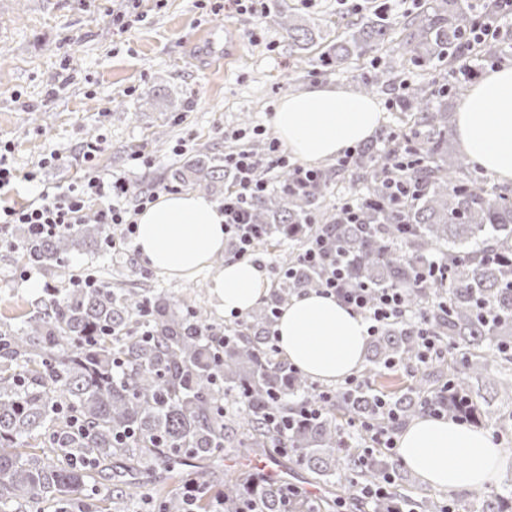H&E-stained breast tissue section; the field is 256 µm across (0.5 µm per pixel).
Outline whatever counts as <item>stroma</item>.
Instances as JSON below:
<instances>
[{
  "label": "stroma",
  "mask_w": 512,
  "mask_h": 512,
  "mask_svg": "<svg viewBox=\"0 0 512 512\" xmlns=\"http://www.w3.org/2000/svg\"><path fill=\"white\" fill-rule=\"evenodd\" d=\"M204 2L167 0L159 8L143 0L141 19L120 36L112 31V14L124 10L123 0H0V139L13 145L20 171L38 174L16 184L5 202L73 186L84 166L80 147L95 138L102 141V171L126 175L138 193L167 185L171 169L201 153L223 158L241 142L238 131L267 125L283 96L316 85L357 92L391 61L382 48L333 71L315 52L297 63L281 12L332 28L376 9L399 20L424 0H268L259 20L236 12L216 16ZM214 48L229 51L222 65L210 58ZM428 79V72L410 67L400 72L398 88L375 93L383 112L375 140L399 126L401 85ZM136 152L143 162L132 163ZM26 233L25 225L0 223V322L16 324L37 310L47 287L86 275L106 280L120 269L128 287L164 290L183 310L205 306L214 335L235 323L218 313L209 273L171 280L136 251L103 246L71 254L61 269L30 267L19 249ZM32 280L38 291L28 290Z\"/></svg>",
  "instance_id": "obj_1"
}]
</instances>
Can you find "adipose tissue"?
I'll use <instances>...</instances> for the list:
<instances>
[{"label": "adipose tissue", "mask_w": 512, "mask_h": 512, "mask_svg": "<svg viewBox=\"0 0 512 512\" xmlns=\"http://www.w3.org/2000/svg\"><path fill=\"white\" fill-rule=\"evenodd\" d=\"M382 119L374 100L311 86L284 96L270 124L290 156L314 163L370 139ZM456 132L469 157L512 184V66L488 70L472 87L458 109ZM134 246L156 272L192 278L223 253L224 215L217 202L192 191L161 196L138 214ZM267 291L265 270L249 261H225L211 277V294L227 313L250 312ZM275 330L283 357L313 379H343L363 362L366 325L336 296L292 298ZM399 456L425 484L456 493L495 487L506 453L483 430L425 414L402 432Z\"/></svg>", "instance_id": "adipose-tissue-1"}]
</instances>
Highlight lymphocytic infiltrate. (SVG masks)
I'll use <instances>...</instances> for the list:
<instances>
[{"instance_id": "lymphocytic-infiltrate-1", "label": "lymphocytic infiltrate", "mask_w": 512, "mask_h": 512, "mask_svg": "<svg viewBox=\"0 0 512 512\" xmlns=\"http://www.w3.org/2000/svg\"><path fill=\"white\" fill-rule=\"evenodd\" d=\"M99 151V142L85 143L82 157L88 163L89 170L79 186L62 194L42 195L39 203L18 209L0 207V223L25 224L32 235L49 238L70 225L81 223L84 210L91 202L98 201L102 204L98 212L99 223L115 224L124 229L121 238L107 239V247L117 250L127 248L135 232L132 209L127 205L131 188L125 176L92 170L91 165ZM224 166L233 173V185L225 191L221 206L224 233L235 245L236 258L249 259L254 255L253 245L258 227L249 221L248 206L252 200L268 191L269 173L285 168L295 182L303 184L314 180L317 172L290 162L275 139L268 140L264 156H257L250 149L242 148L225 155ZM299 262L304 266L320 268V293L336 296L358 313L367 324L368 335H377L384 325L405 313L406 296L401 289L368 285L348 287V268L343 260L327 261L324 237L312 239L300 254Z\"/></svg>"}]
</instances>
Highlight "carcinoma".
Instances as JSON below:
<instances>
[{"label": "carcinoma", "mask_w": 512, "mask_h": 512, "mask_svg": "<svg viewBox=\"0 0 512 512\" xmlns=\"http://www.w3.org/2000/svg\"><path fill=\"white\" fill-rule=\"evenodd\" d=\"M476 23L469 0H430L398 21L376 14L333 39L292 13L280 16L300 63L301 53L323 41L320 61L338 68L389 45L396 56L364 83L367 95L394 86L408 66L431 72L430 82L403 99L411 125L392 148L413 157L402 177L417 185L414 195L392 199L384 160L368 148L351 164L357 224L348 223L341 204L327 203L329 170L309 186L285 171L278 188L250 204L261 231L255 248L286 232L303 251L312 236L325 235L345 254L351 287L406 291V315L375 337L365 374L413 364L410 384L390 393L338 390L318 419L290 430L268 422L271 415H295L297 400L313 390L306 376L276 358L266 332L272 309L317 288L316 268L298 266L293 277L279 278L219 348L198 334L206 313L182 312L163 292L101 280L93 288H57L45 310L18 326L0 324V508L21 501L35 512H128L141 474L177 469L198 493L173 491L156 512H211L218 499L224 512H246L251 501L258 512H342L363 507L359 488L384 483L387 497L374 512H394L408 501L397 463L381 452L346 450L338 418L397 427L433 402L451 419L478 424L493 405L497 423L512 427V200L448 142V95L466 92L465 83H448V70ZM511 43L512 30L503 28L495 42L474 45L473 57L496 58ZM170 180L210 192L226 172L202 154L172 170ZM100 233V224L85 223L47 239L29 234L23 255L31 264L61 265ZM434 260L447 279L424 277ZM418 316L448 345V355L418 360ZM381 399L396 419L378 412ZM274 454L309 470L328 494L286 500L285 481L195 465ZM94 470L109 472L120 486L101 508L72 497ZM477 500L479 512H512V495Z\"/></svg>", "instance_id": "1"}]
</instances>
